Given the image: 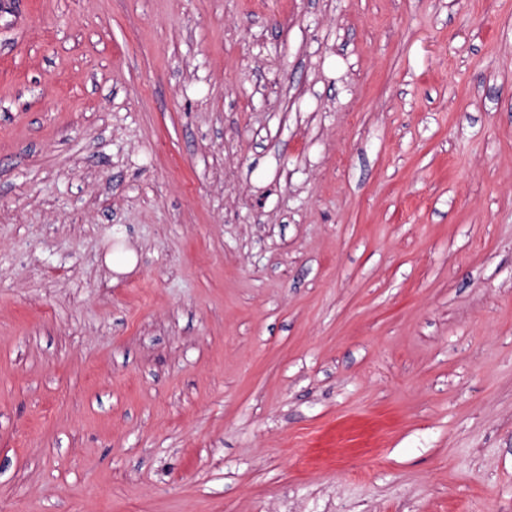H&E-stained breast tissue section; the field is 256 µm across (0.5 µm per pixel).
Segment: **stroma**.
<instances>
[{
	"label": "stroma",
	"instance_id": "obj_1",
	"mask_svg": "<svg viewBox=\"0 0 512 512\" xmlns=\"http://www.w3.org/2000/svg\"><path fill=\"white\" fill-rule=\"evenodd\" d=\"M0 512H512V0H0Z\"/></svg>",
	"mask_w": 512,
	"mask_h": 512
}]
</instances>
